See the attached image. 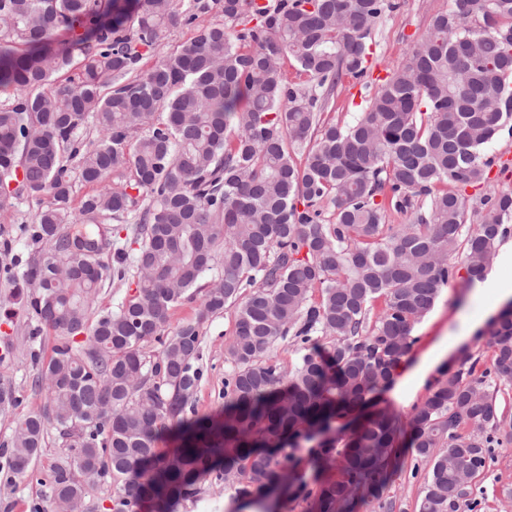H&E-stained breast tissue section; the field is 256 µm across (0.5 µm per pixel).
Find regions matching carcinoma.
Masks as SVG:
<instances>
[{
	"instance_id": "carcinoma-1",
	"label": "carcinoma",
	"mask_w": 512,
	"mask_h": 512,
	"mask_svg": "<svg viewBox=\"0 0 512 512\" xmlns=\"http://www.w3.org/2000/svg\"><path fill=\"white\" fill-rule=\"evenodd\" d=\"M214 7L223 22L200 20ZM395 8L0 0V90L12 92L0 104V215L26 193L48 196L29 228L44 248L0 273L24 296L31 335H57L34 378L47 405L16 422L0 454L29 476L55 428L67 448L49 481L57 508L106 477L111 512H174L211 476L242 497L269 491L308 429L350 416L392 381L442 288L484 279L512 194L484 195L464 237L465 190L488 182L485 147L512 120V0H450L354 122L324 121L343 78L366 75L374 27ZM181 21L194 36L141 69ZM287 59L305 81L288 79ZM91 123L98 137L87 141ZM112 176L127 180L114 187ZM77 181L95 190L75 209ZM408 212L412 223H386ZM76 223L85 228L65 230ZM108 251L132 293L95 314ZM213 269L194 317L172 325ZM227 309L224 419L189 417L204 325ZM280 343L294 363L277 357ZM487 345L490 363L464 360L407 416L373 414L340 450L323 441L313 462H335L338 476L308 492L309 512L380 500L403 430L429 465L418 512L477 505L476 480L512 430L498 399L512 382V308ZM170 434L182 447L158 448Z\"/></svg>"
}]
</instances>
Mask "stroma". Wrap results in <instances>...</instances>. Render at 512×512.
<instances>
[{"label":"stroma","mask_w":512,"mask_h":512,"mask_svg":"<svg viewBox=\"0 0 512 512\" xmlns=\"http://www.w3.org/2000/svg\"><path fill=\"white\" fill-rule=\"evenodd\" d=\"M395 2L396 9L384 15L372 33L373 55L366 76L345 79L334 107L324 114L326 121L350 122L363 112L377 79L401 63L412 42L426 31L430 18L448 7V0ZM487 154L493 160L487 189L466 191L472 212L464 226L468 232L477 224L473 212L482 192L512 193V129L503 128ZM473 294V288L458 282L442 289L432 309L413 327L417 341L408 354L409 363H416L442 337L458 335L473 324L488 326V318L482 317L480 307L473 303ZM234 326L235 314L227 310L213 317L202 333L199 365L203 378L192 402L196 415L212 416L224 406V347L233 336ZM55 341L54 332L47 329L39 336H31L23 298L14 296L10 281L0 277V345L8 343L13 347L12 357L0 360V385L12 386L20 397L17 407L0 410V444L10 441L18 418L46 405L45 391L35 388L33 383L37 374L35 361L47 359ZM311 456V447L306 443L294 451L286 465L290 477L280 486L283 497L277 512H307V500L293 494L296 484L303 482L312 489L335 479V466L313 468L309 463ZM65 457L62 441L52 429L33 476L24 478L0 469V512H53L49 489L43 481ZM427 474L424 468L413 471L411 460H404L401 471L383 494L384 501L392 505L391 512H416ZM477 499L475 512H512V439L495 446L478 479Z\"/></svg>","instance_id":"35a3bbf8"}]
</instances>
